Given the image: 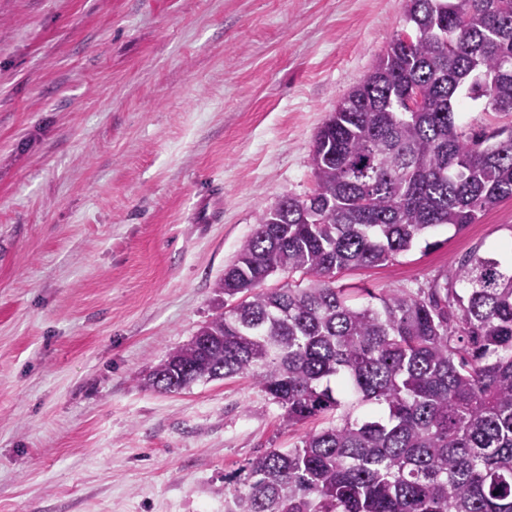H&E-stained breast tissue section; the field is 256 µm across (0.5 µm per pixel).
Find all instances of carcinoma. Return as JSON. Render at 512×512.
Instances as JSON below:
<instances>
[{
	"label": "carcinoma",
	"mask_w": 512,
	"mask_h": 512,
	"mask_svg": "<svg viewBox=\"0 0 512 512\" xmlns=\"http://www.w3.org/2000/svg\"><path fill=\"white\" fill-rule=\"evenodd\" d=\"M406 29L318 131L312 192L262 214L216 293L240 296L141 379L165 392L248 374L292 448L249 462L229 512H512V267L356 305L336 271L383 265L512 199V0H403ZM420 106L410 111V95ZM301 273V288L267 289Z\"/></svg>",
	"instance_id": "cac0c4a2"
}]
</instances>
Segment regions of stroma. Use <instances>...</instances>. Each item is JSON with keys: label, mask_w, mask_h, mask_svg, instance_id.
<instances>
[{"label": "stroma", "mask_w": 512, "mask_h": 512, "mask_svg": "<svg viewBox=\"0 0 512 512\" xmlns=\"http://www.w3.org/2000/svg\"><path fill=\"white\" fill-rule=\"evenodd\" d=\"M403 0H0V512H225L290 426L247 375L142 378L224 309L259 217ZM222 217L197 221L213 186ZM512 241V200L336 286L417 291Z\"/></svg>", "instance_id": "1"}]
</instances>
